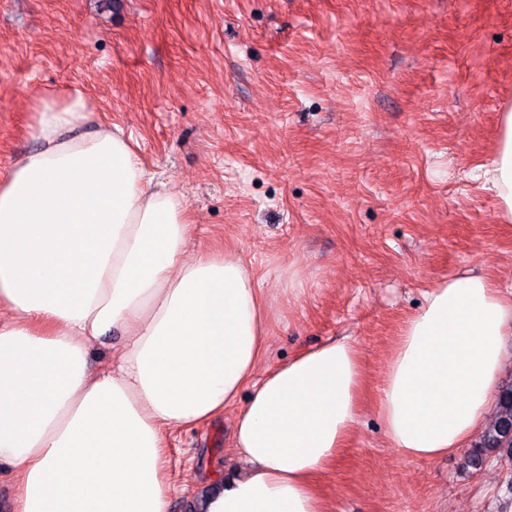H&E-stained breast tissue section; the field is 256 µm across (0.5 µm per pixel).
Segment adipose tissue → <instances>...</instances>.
Masks as SVG:
<instances>
[{
    "label": "adipose tissue",
    "mask_w": 512,
    "mask_h": 512,
    "mask_svg": "<svg viewBox=\"0 0 512 512\" xmlns=\"http://www.w3.org/2000/svg\"><path fill=\"white\" fill-rule=\"evenodd\" d=\"M84 90L44 94L0 180V463L17 512H168L164 434L238 406L249 470L207 512H328L315 477L362 404L357 346L330 341L261 370L265 292L235 254L190 251L184 194L118 125L80 127ZM482 173L512 220V111ZM512 297L479 274L427 292L391 351L379 414L403 457L463 450L494 405ZM112 363L89 367L111 330ZM123 343L120 333L113 330L96 341L89 350L90 364L95 367H104L109 364L117 354Z\"/></svg>",
    "instance_id": "1"
}]
</instances>
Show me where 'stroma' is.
<instances>
[{
    "mask_svg": "<svg viewBox=\"0 0 512 512\" xmlns=\"http://www.w3.org/2000/svg\"><path fill=\"white\" fill-rule=\"evenodd\" d=\"M72 86L182 188L191 249L261 281L262 368L333 338L359 348L363 413L318 478L329 512H506L511 459L402 457L378 401L425 292L467 272L512 282L481 171L512 109V0H0L1 174L35 148L40 97ZM234 416L173 431L169 512L247 471Z\"/></svg>",
    "mask_w": 512,
    "mask_h": 512,
    "instance_id": "stroma-1",
    "label": "stroma"
}]
</instances>
